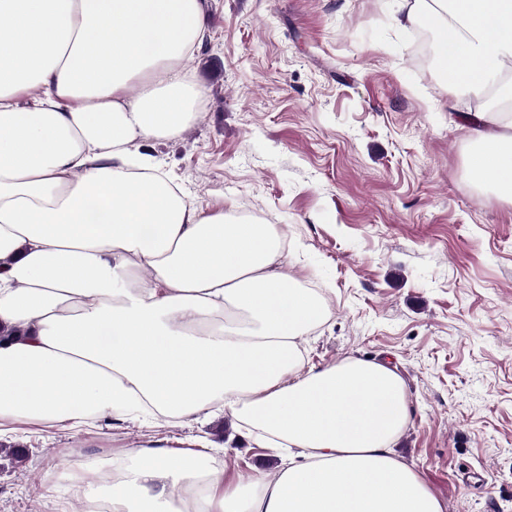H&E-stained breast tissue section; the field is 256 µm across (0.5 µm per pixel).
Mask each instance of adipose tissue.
Returning <instances> with one entry per match:
<instances>
[{
    "instance_id": "obj_1",
    "label": "adipose tissue",
    "mask_w": 512,
    "mask_h": 512,
    "mask_svg": "<svg viewBox=\"0 0 512 512\" xmlns=\"http://www.w3.org/2000/svg\"><path fill=\"white\" fill-rule=\"evenodd\" d=\"M207 0H0V433L223 412L275 477L230 486L211 448L120 455L119 481L76 478L112 512H444L393 445L403 378L349 358L307 365L329 307L284 262L277 225L204 213L135 144L182 137L203 90L185 60ZM426 24L448 85L478 96L456 123L474 185L512 201V0H393ZM139 84L131 92V84Z\"/></svg>"
}]
</instances>
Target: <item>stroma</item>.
Instances as JSON below:
<instances>
[{"label":"stroma","mask_w":512,"mask_h":512,"mask_svg":"<svg viewBox=\"0 0 512 512\" xmlns=\"http://www.w3.org/2000/svg\"><path fill=\"white\" fill-rule=\"evenodd\" d=\"M208 7L185 62L207 92L200 117L141 151L204 212L281 228L289 273L331 308L299 342L306 362L375 359L402 376L411 420L394 451L444 512H512V203L467 177L456 121L474 97L416 64L390 0ZM199 436L242 486L280 463L228 417L19 431L0 437V512H81L79 464Z\"/></svg>","instance_id":"stroma-1"}]
</instances>
